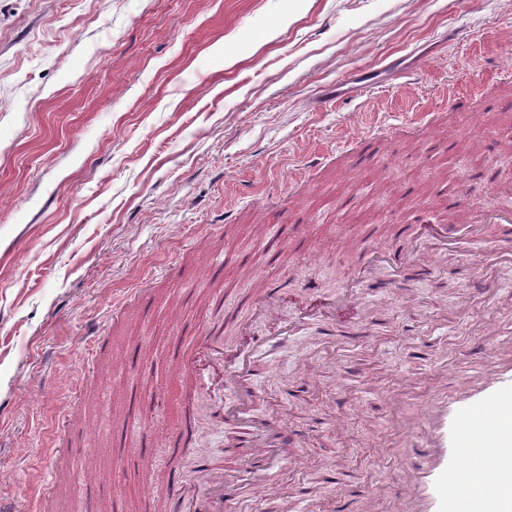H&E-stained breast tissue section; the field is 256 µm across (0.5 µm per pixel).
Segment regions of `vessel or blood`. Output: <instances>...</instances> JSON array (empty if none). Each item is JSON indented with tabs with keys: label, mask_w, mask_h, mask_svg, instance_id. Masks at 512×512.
Segmentation results:
<instances>
[{
	"label": "vessel or blood",
	"mask_w": 512,
	"mask_h": 512,
	"mask_svg": "<svg viewBox=\"0 0 512 512\" xmlns=\"http://www.w3.org/2000/svg\"><path fill=\"white\" fill-rule=\"evenodd\" d=\"M221 338L206 331L178 359V376L205 384L212 360L224 358ZM484 378L429 402L423 421L404 435L415 458L408 512H512V355L493 354ZM196 483L165 486L168 512H216L234 487L207 463Z\"/></svg>",
	"instance_id": "b4317fda"
}]
</instances>
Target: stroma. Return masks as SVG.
Here are the masks:
<instances>
[{
  "instance_id": "stroma-1",
  "label": "stroma",
  "mask_w": 512,
  "mask_h": 512,
  "mask_svg": "<svg viewBox=\"0 0 512 512\" xmlns=\"http://www.w3.org/2000/svg\"><path fill=\"white\" fill-rule=\"evenodd\" d=\"M507 205L512 0H0V501L166 512L188 419L242 512H399L400 420L512 352ZM212 328L294 435L260 497L175 374Z\"/></svg>"
}]
</instances>
